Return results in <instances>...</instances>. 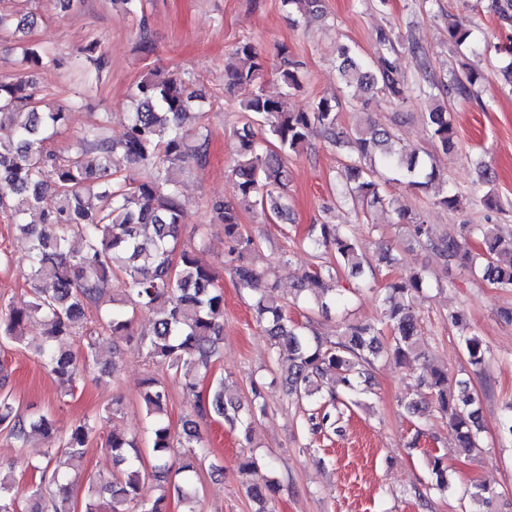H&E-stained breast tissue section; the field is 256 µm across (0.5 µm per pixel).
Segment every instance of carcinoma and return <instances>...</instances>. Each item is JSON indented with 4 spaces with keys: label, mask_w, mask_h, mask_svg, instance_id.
Instances as JSON below:
<instances>
[{
    "label": "carcinoma",
    "mask_w": 512,
    "mask_h": 512,
    "mask_svg": "<svg viewBox=\"0 0 512 512\" xmlns=\"http://www.w3.org/2000/svg\"><path fill=\"white\" fill-rule=\"evenodd\" d=\"M288 21L323 15L322 0H281ZM490 9L512 25V0H491ZM37 21L31 12L0 8V35L14 37ZM399 33L392 27L375 33L377 51L364 60L343 47L336 60L338 78L346 87L366 95L382 94L394 105L405 101V83L394 53ZM448 42L473 53L488 46L476 40L473 28L462 19L448 21ZM275 72L276 92L264 87L265 63L255 46L243 40L233 51L234 63L224 75L226 89L236 95L244 121L233 127L234 159L230 170L237 188V201L215 200L211 209L224 224L230 250L224 266L239 293L251 299L255 320L269 336L274 357L288 355V395L311 407L308 430L316 434L336 425L339 407L359 406L367 389L369 369L381 355L398 364L414 366L425 358L421 348L414 302L430 287L422 271L406 273L384 288L381 318L376 323H345L336 339L306 332L304 323L288 315L287 305L255 265L261 254L259 238L241 224L240 210L268 208L276 217L288 214V156L297 155L311 138L320 134L332 147L346 153L347 164L331 189L336 199L354 210L384 204V171L409 176L407 185L427 189L441 182L435 167H427L415 148L395 142L391 130L358 122L350 129L338 124L340 98L322 96L307 108L293 112L285 107L292 89L301 87L299 64L279 51ZM15 64L20 75L0 79V125L9 124L16 136L0 140V212L7 215L25 239L30 258L29 299L0 305V338L20 341L25 326L39 320L44 326L39 346L43 368L64 392L89 366L100 364L99 342L103 336L137 337L152 364L181 378L193 391L209 374L218 358L224 332V291L213 271L202 265L193 248L179 247V229L184 211L179 173L208 159V139L203 134L206 116L196 113L197 126L188 128L185 118L204 99L191 80L154 69L133 90L135 111L129 113L126 132L116 141L107 134V118L90 124L75 145L56 152L50 143L68 119L60 107L43 102L29 73L58 68L62 60L48 47L19 42ZM482 79L475 68L466 67L448 75L442 91L449 98L469 100ZM431 136L445 152L456 147L454 115L444 104L425 115ZM51 196L54 204L45 205ZM436 204L456 211L462 195L446 187L438 191ZM38 216V222L29 217ZM398 223L410 238L431 250L444 262H454L499 289H512V234L504 235L491 224H465L460 235L433 236L430 225L419 214L398 211ZM81 230L80 245H72L69 231ZM310 244L316 251L334 256V262L305 272L296 288L293 304L313 298L317 311L328 314L343 302L337 272L347 268L361 277L370 263L356 248L350 232L335 224H314ZM94 307L97 319L84 322L85 309ZM148 311V328L134 334L136 311ZM448 321L459 327L468 363L475 369L485 364L487 348L470 333L461 311L448 313ZM390 333L383 343V330ZM82 339L83 351L76 355L64 347L67 340ZM102 365V364H100ZM102 371L112 374L107 365ZM332 375L341 394L321 401L323 379ZM418 381L426 385L428 399L448 419L456 447L465 455L479 448L482 432L479 398L467 384L455 396L448 393V372L436 369ZM142 404L149 418L150 461L144 464L137 440L114 426L106 448L118 470L112 477L88 483L81 512H166L168 498L198 503L193 478L206 456V445L197 422L187 420L175 435L165 422L168 394L163 381L153 376L143 382ZM254 408L244 410L239 387L226 377L212 381L207 396H198V417H217L239 430L251 443L255 412H264L265 402L257 383H252ZM101 421L84 419L63 438L52 434L50 419L43 414L25 416L11 394L0 393V427L15 441L25 444L32 434L48 438L46 460L29 462L36 479L28 489L31 512H75L71 485L82 467L92 434ZM499 438L512 443V401L503 406ZM184 452L172 458L175 447ZM261 464L244 457L238 466L245 478L248 496L258 512H271L279 492L276 480ZM426 489L446 491L450 487L448 466L440 455L428 458ZM476 512H491L495 492L475 485L467 492ZM0 512H18L12 481L0 477Z\"/></svg>",
    "instance_id": "1"
}]
</instances>
